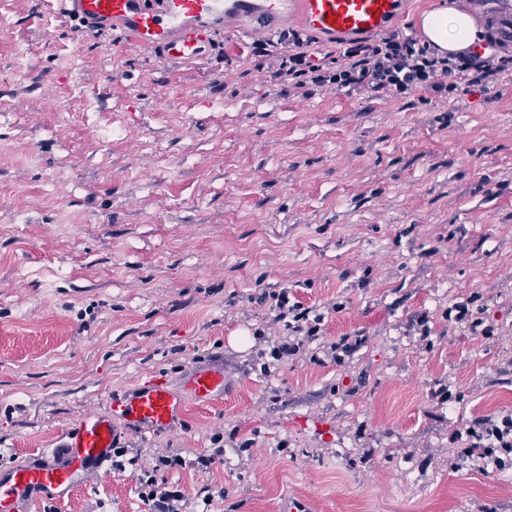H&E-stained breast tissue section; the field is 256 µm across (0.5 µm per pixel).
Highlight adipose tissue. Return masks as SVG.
<instances>
[{
    "label": "adipose tissue",
    "instance_id": "adipose-tissue-1",
    "mask_svg": "<svg viewBox=\"0 0 512 512\" xmlns=\"http://www.w3.org/2000/svg\"><path fill=\"white\" fill-rule=\"evenodd\" d=\"M421 30L426 41L442 56L468 50L482 42L486 32L485 27L458 0H450L448 6L424 13Z\"/></svg>",
    "mask_w": 512,
    "mask_h": 512
}]
</instances>
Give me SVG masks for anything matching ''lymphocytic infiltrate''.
<instances>
[{
    "label": "lymphocytic infiltrate",
    "mask_w": 512,
    "mask_h": 512,
    "mask_svg": "<svg viewBox=\"0 0 512 512\" xmlns=\"http://www.w3.org/2000/svg\"><path fill=\"white\" fill-rule=\"evenodd\" d=\"M312 38H295L292 45L272 50L270 41L257 40L249 52L268 58L272 79L288 83L295 89L318 87L361 90L375 98L420 91L438 97L467 94L470 88L483 85L489 78L512 67V56L495 52L501 38L487 36L480 46L445 57L438 55L420 40L388 33L377 40H352L339 54L335 67H325L312 48ZM277 321L283 322L291 335L315 339L325 316L316 309L292 303L287 291L274 292ZM467 453L484 464L501 467L505 456H512V414L485 418L466 429ZM180 456L156 457L153 470L139 477V495L152 512H175L176 492L161 488L153 472L182 465Z\"/></svg>",
    "instance_id": "f902f5d3"
}]
</instances>
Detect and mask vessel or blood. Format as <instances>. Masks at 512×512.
I'll return each mask as SVG.
<instances>
[{
    "label": "vessel or blood",
    "mask_w": 512,
    "mask_h": 512,
    "mask_svg": "<svg viewBox=\"0 0 512 512\" xmlns=\"http://www.w3.org/2000/svg\"><path fill=\"white\" fill-rule=\"evenodd\" d=\"M62 16L90 30L117 35L145 50L163 67L176 71L223 57L228 37L246 42L278 40L299 32L345 42L390 31L403 0H57ZM224 396V372L191 366L182 389L153 380L113 396L107 414H93L70 428L63 457L0 475V512H17L33 493L70 491L81 472L102 468L113 449L122 447L124 432L169 430L182 416L187 400L210 406Z\"/></svg>",
    "instance_id": "obj_1"
}]
</instances>
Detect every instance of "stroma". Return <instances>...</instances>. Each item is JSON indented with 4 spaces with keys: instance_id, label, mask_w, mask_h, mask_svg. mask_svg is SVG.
Listing matches in <instances>:
<instances>
[{
    "instance_id": "35a3bbf8",
    "label": "stroma",
    "mask_w": 512,
    "mask_h": 512,
    "mask_svg": "<svg viewBox=\"0 0 512 512\" xmlns=\"http://www.w3.org/2000/svg\"><path fill=\"white\" fill-rule=\"evenodd\" d=\"M267 66L172 74L51 0H0V469L113 394L224 368L223 402L127 430L125 469L21 512H150L161 454L184 460L156 474L179 512H512V460L453 441L512 414V70L423 100L288 94ZM283 288L325 321L264 371L288 335L256 298ZM469 296L493 335L447 320ZM184 463L179 455L162 454L156 457L151 471L144 470L139 476V496L151 507L153 512H175V504L178 502L176 491L161 488L156 481L154 472L162 468H173Z\"/></svg>"
}]
</instances>
